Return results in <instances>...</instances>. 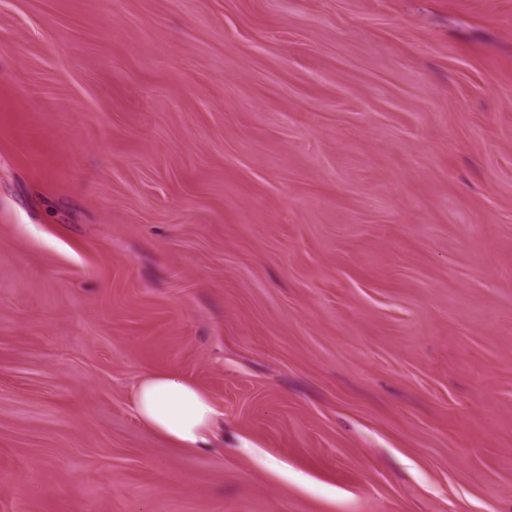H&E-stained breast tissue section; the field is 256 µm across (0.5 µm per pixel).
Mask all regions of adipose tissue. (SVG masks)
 <instances>
[{"instance_id": "obj_1", "label": "adipose tissue", "mask_w": 512, "mask_h": 512, "mask_svg": "<svg viewBox=\"0 0 512 512\" xmlns=\"http://www.w3.org/2000/svg\"><path fill=\"white\" fill-rule=\"evenodd\" d=\"M139 420L182 448H203L212 433L215 410L207 394L171 373L142 375L130 394Z\"/></svg>"}]
</instances>
